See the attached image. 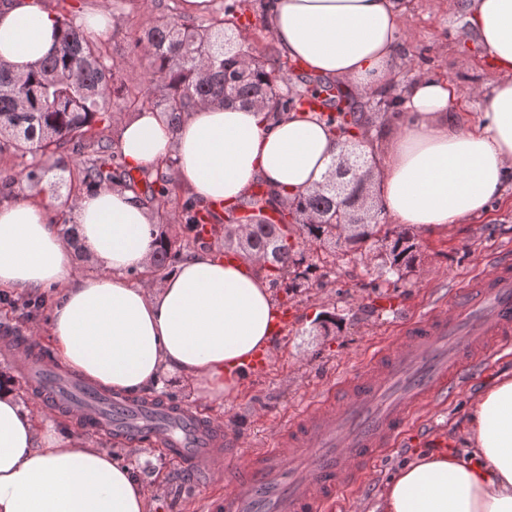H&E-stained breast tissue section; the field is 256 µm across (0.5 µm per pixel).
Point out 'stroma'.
<instances>
[{"mask_svg": "<svg viewBox=\"0 0 512 512\" xmlns=\"http://www.w3.org/2000/svg\"><path fill=\"white\" fill-rule=\"evenodd\" d=\"M45 6L65 21L80 22L86 14L106 9L112 23L102 33H89V40L101 44L112 62L118 97L112 98L108 118L98 124L96 134L110 145H117L120 122L126 116L128 96L151 91L161 97L160 84L151 82L148 62L136 58L135 44L149 28L166 20L186 21L206 29L224 18L226 6H233L234 20L227 32L239 34L243 49L256 59L286 62L267 24L261 23V0H210L206 14L187 16L184 0H43ZM458 0H401V25L408 36L401 62L391 84L374 94L353 90L347 81L335 80L343 100L363 115L376 131L377 139L390 132L389 116L396 102L421 75L455 83L461 118L475 119L482 105L479 94L488 90L495 74L482 51L467 38L456 7ZM32 155L25 148L0 153V172L15 175L9 193L0 192V204L33 194L47 201L51 220L65 224L67 195H80L79 168L82 158L71 148L58 150L48 159L49 171L41 182H31L21 171ZM505 199L495 204L483 218L445 228H410L416 245L415 262L403 274L382 276L381 257L386 242L376 235L366 242L349 245L344 238L320 246L294 237L296 249L307 262L324 261L323 274L313 275L294 293L275 288L278 304L292 306L297 319L267 371L249 375L241 392L230 400L210 397L197 386L168 380L157 391L160 399L206 409L241 437L243 451L270 445L276 424L316 397L330 377L352 372L375 351L379 342L393 338L401 323L425 311L436 300H447L449 289L458 287L475 273L485 270L497 253L512 251V179L504 185ZM394 295L400 311L378 307V297ZM54 302L50 292L42 293L39 307L25 298L0 301V337L29 332L31 324L46 322ZM512 366V349L495 354L487 367L463 379L446 402L421 413L400 437L397 447L379 462L365 480L364 490L340 495L332 512H372L386 482L398 467L417 452L440 451L454 447L467 407L479 392L490 385L505 368ZM99 445L116 452L131 465L142 481L149 512H202L205 501L224 489V473L216 471L210 480L193 479L190 472L170 463L145 439L130 446L98 436Z\"/></svg>", "mask_w": 512, "mask_h": 512, "instance_id": "stroma-1", "label": "stroma"}]
</instances>
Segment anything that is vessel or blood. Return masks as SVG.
<instances>
[{"label": "vessel or blood", "instance_id": "vessel-or-blood-1", "mask_svg": "<svg viewBox=\"0 0 512 512\" xmlns=\"http://www.w3.org/2000/svg\"><path fill=\"white\" fill-rule=\"evenodd\" d=\"M512 347V255L501 253L469 284L404 324L355 373L330 382L284 428L275 447L249 455L199 408L105 396L76 375L28 359L23 375L53 411L128 444L150 436L161 453L200 477L222 469L230 488L205 512H326L390 453L420 411L445 402L470 371Z\"/></svg>", "mask_w": 512, "mask_h": 512}]
</instances>
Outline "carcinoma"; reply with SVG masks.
<instances>
[{"label":"carcinoma","instance_id":"obj_1","mask_svg":"<svg viewBox=\"0 0 512 512\" xmlns=\"http://www.w3.org/2000/svg\"><path fill=\"white\" fill-rule=\"evenodd\" d=\"M142 55L148 60L150 81L163 84L165 93L160 100L150 92L129 101L136 112L161 111L168 121L178 125L184 115L208 101L241 102L252 104L259 100L276 116L288 111V103L277 94L279 84L288 82V75L279 66L265 65L247 52L234 47L232 38L224 33H206L192 26L168 22L155 26L137 40ZM114 92L112 67L106 64L102 47L88 40L71 22L59 23L56 43L52 51L26 77H15L0 66V153L11 146L25 144L34 155L53 154L65 147L79 134L78 149H90L93 156L83 162L84 181L98 186L105 181H131L130 172L120 166L108 167L112 162L111 146L85 134L106 120L108 105ZM337 115L328 116L326 124L343 134L360 126L361 116L346 107H336ZM334 179L302 196L288 210L277 207L271 199L249 202L247 215L249 232L246 243L251 254L277 272L274 283L285 285L290 292L297 280L307 279L318 270L315 263L299 270L303 259L288 243L283 230L265 216L255 224V212L270 208L279 216V223L288 220L300 222L309 213L328 220L336 211ZM365 183L355 186L353 193V234L346 237L350 244H358L376 233L391 239L384 263L387 270L399 273L413 266L414 245L406 230L384 228L382 224L368 223L363 208ZM168 181L158 178L145 183L144 195L161 202L169 196ZM209 207L189 203L184 207V221L194 232V241L207 246L204 234L205 215ZM305 241L323 243L336 229L334 224H307L301 222Z\"/></svg>","mask_w":512,"mask_h":512}]
</instances>
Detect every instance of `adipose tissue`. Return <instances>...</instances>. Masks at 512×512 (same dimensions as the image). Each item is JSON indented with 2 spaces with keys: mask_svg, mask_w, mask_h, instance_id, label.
<instances>
[{
  "mask_svg": "<svg viewBox=\"0 0 512 512\" xmlns=\"http://www.w3.org/2000/svg\"><path fill=\"white\" fill-rule=\"evenodd\" d=\"M463 22L496 79L483 110L459 122L452 82L417 80L403 127L377 148V206L392 223L420 229L483 215L512 175V0H461ZM398 0H267L281 51L315 75L383 89L402 51ZM57 17L34 0L0 5V64L24 74L55 43ZM344 137L311 112L279 119L261 105L206 102L180 125L157 112L125 120V166L153 171L174 160L189 192L214 207L246 203L256 183L291 202L327 176ZM78 247L63 240L45 202L0 205V294L53 290L46 331L56 359L105 389L139 394L167 375L237 394V365L274 341L276 302L260 260L203 250L145 282L170 237L156 209L121 187L97 186L70 207ZM109 269L77 273L76 254ZM46 410L0 376V512H149L143 484L115 453L85 437H60ZM454 449L422 451L387 482L381 512H512V369L470 403Z\"/></svg>",
  "mask_w": 512,
  "mask_h": 512,
  "instance_id": "obj_1",
  "label": "adipose tissue"
}]
</instances>
